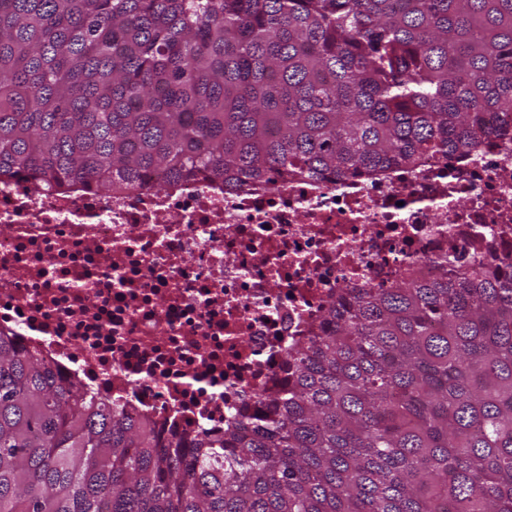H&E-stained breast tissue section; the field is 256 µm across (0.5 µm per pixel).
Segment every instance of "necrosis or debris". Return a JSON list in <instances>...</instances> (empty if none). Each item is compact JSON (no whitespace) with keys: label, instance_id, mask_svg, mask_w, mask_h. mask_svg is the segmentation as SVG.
Segmentation results:
<instances>
[{"label":"necrosis or debris","instance_id":"necrosis-or-debris-1","mask_svg":"<svg viewBox=\"0 0 512 512\" xmlns=\"http://www.w3.org/2000/svg\"><path fill=\"white\" fill-rule=\"evenodd\" d=\"M512 257V133L342 179L191 178L108 194L0 183V334L166 436L284 391L347 289Z\"/></svg>","mask_w":512,"mask_h":512}]
</instances>
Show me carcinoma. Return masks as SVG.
Instances as JSON below:
<instances>
[{
    "label": "carcinoma",
    "mask_w": 512,
    "mask_h": 512,
    "mask_svg": "<svg viewBox=\"0 0 512 512\" xmlns=\"http://www.w3.org/2000/svg\"><path fill=\"white\" fill-rule=\"evenodd\" d=\"M512 132V0H0V182L346 177ZM224 436L0 335V512H512V262L353 288Z\"/></svg>",
    "instance_id": "carcinoma-1"
}]
</instances>
